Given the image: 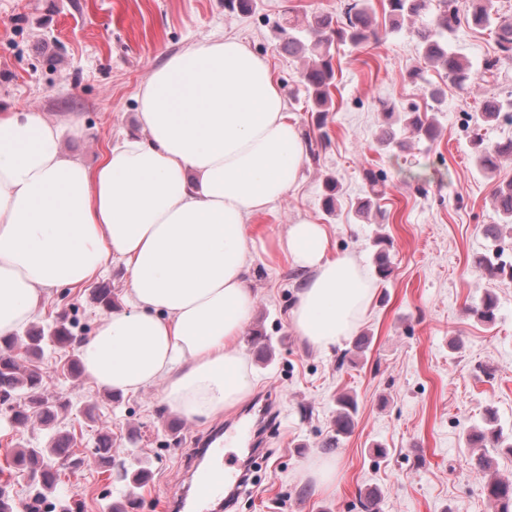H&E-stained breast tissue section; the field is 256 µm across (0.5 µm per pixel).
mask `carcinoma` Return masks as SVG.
<instances>
[{"label":"carcinoma","mask_w":512,"mask_h":512,"mask_svg":"<svg viewBox=\"0 0 512 512\" xmlns=\"http://www.w3.org/2000/svg\"><path fill=\"white\" fill-rule=\"evenodd\" d=\"M392 24L397 25L406 18L418 21L415 29L418 46L425 60L440 65L448 78L464 86L470 79V67L448 47V34L459 24L460 17L455 0H438L437 12L430 11L433 0H386ZM498 0H470L466 22L475 27H492L500 55L485 61V69L493 72L503 60L512 59V19L500 14ZM307 31L313 37L311 44H306L299 37L288 34L280 43V49L290 55L310 51L314 59L302 73V86L307 98L312 100L324 120L329 112L331 100L330 87L334 81V70L330 49L336 42L361 47L377 39L373 28L370 10L363 0H347L342 15L335 18L328 14H316L307 21ZM502 110L500 101L495 96H488L482 103L481 117L486 123L496 120ZM388 120L381 142L387 147H400L394 126L410 128L423 138L432 141L436 137V126L428 118L416 112H397L392 106H383ZM477 162L485 171L497 168L501 159L512 157V139L498 143L490 148L476 144ZM495 209L501 223L487 224L483 228L486 238L499 240L505 226L512 224V182L500 185L493 193ZM376 251L374 265L377 276L385 280L391 274L389 259L390 242L383 237L374 241ZM476 266L490 276L507 275L512 279V263L501 259V254L480 255L475 260ZM497 297L486 293L479 306L473 309L479 320L491 323L495 320ZM73 336L64 322L53 326L32 327L23 336H0V405L11 404L14 416L8 417L10 426L21 428L36 417L44 425L54 423L58 412L69 407L67 402L51 401L42 394L43 379L35 370H21L15 349L22 345L27 354L39 357L47 347H66L72 344ZM337 412L334 420V434L324 442L325 448L339 447L340 438L349 434L354 427V414L357 403L351 396L337 399ZM467 444L474 448H499L502 444V431L495 428L475 429L467 435ZM72 440L69 434L57 432L51 436L47 448H22L12 454L14 467L33 485L34 492L25 503L26 512H42L43 500L54 492L60 474L56 469L55 459L66 458L70 454ZM112 437L108 433L99 436L92 457L111 467L117 478L132 484H139L146 479V471L139 468L133 472L127 467L114 466L111 454ZM486 497L495 506L494 512H512V480L491 478L485 485Z\"/></svg>","instance_id":"carcinoma-1"}]
</instances>
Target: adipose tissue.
Returning <instances> with one entry per match:
<instances>
[{"label":"adipose tissue","instance_id":"adipose-tissue-1","mask_svg":"<svg viewBox=\"0 0 512 512\" xmlns=\"http://www.w3.org/2000/svg\"><path fill=\"white\" fill-rule=\"evenodd\" d=\"M137 100V133L93 168L65 150L76 119L0 113V336L50 290L121 262L127 306L80 344L83 370L111 393L160 385L167 409L196 423L255 386L239 343L256 304L250 221L297 187L305 144L268 60L233 36L170 56ZM280 246L309 273L293 328L318 350L341 345L373 296L356 258L309 219Z\"/></svg>","mask_w":512,"mask_h":512}]
</instances>
